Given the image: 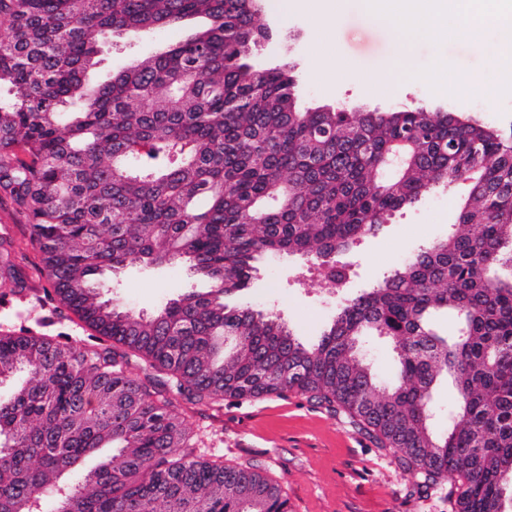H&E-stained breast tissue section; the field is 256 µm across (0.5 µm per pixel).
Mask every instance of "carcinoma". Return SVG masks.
Returning a JSON list of instances; mask_svg holds the SVG:
<instances>
[{
  "label": "carcinoma",
  "mask_w": 512,
  "mask_h": 512,
  "mask_svg": "<svg viewBox=\"0 0 512 512\" xmlns=\"http://www.w3.org/2000/svg\"><path fill=\"white\" fill-rule=\"evenodd\" d=\"M261 2L0 0V193L29 221L44 301L92 331H0V383L28 374L0 399V512H290L259 465L194 455L181 412L287 393L390 450L409 498L512 512V139L423 102L301 109L294 68L256 59ZM186 20V40L89 82L104 35ZM457 184L447 233L344 297L316 342L234 303L261 255L333 267ZM23 250L0 238V305L30 291ZM138 264H186L209 288L150 314L102 298ZM370 335L398 358L390 384L359 356Z\"/></svg>",
  "instance_id": "obj_1"
}]
</instances>
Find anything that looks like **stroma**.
I'll use <instances>...</instances> for the list:
<instances>
[{
    "instance_id": "stroma-1",
    "label": "stroma",
    "mask_w": 512,
    "mask_h": 512,
    "mask_svg": "<svg viewBox=\"0 0 512 512\" xmlns=\"http://www.w3.org/2000/svg\"><path fill=\"white\" fill-rule=\"evenodd\" d=\"M258 22L273 33L260 50L261 61L268 66L294 65L303 108L366 112L411 101H442L512 134V84H502L489 63L496 44L494 30L482 32L479 52L444 39L422 41L410 76L396 71L399 44L387 25L366 20L362 0H348L323 37L309 29L303 14H282L280 0H266ZM192 29L185 23L135 40L106 39L94 80L109 79L166 42L188 38ZM441 70L485 79L495 85V93L449 95L435 78ZM459 200L456 193L432 192L417 208L395 216L380 235L344 256L345 292L370 287L387 268L443 236L455 220ZM316 272V267L294 257L264 256L246 300L253 309L280 316L303 341H315L334 315L337 301ZM198 285L184 266L135 267L118 274L116 291L125 308L150 313L182 289ZM1 325L83 336L82 329L33 300L0 308ZM185 419L197 442L196 455L220 456L228 463L262 461L287 494L291 512H450L442 493L417 503L409 500L410 477L397 469L389 453L377 449L343 417L301 396L227 402L220 408L186 412Z\"/></svg>"
}]
</instances>
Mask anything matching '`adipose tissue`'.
Listing matches in <instances>:
<instances>
[{
  "instance_id": "obj_1",
  "label": "adipose tissue",
  "mask_w": 512,
  "mask_h": 512,
  "mask_svg": "<svg viewBox=\"0 0 512 512\" xmlns=\"http://www.w3.org/2000/svg\"><path fill=\"white\" fill-rule=\"evenodd\" d=\"M366 17L390 24L399 37L397 65L411 72L416 45L448 37L480 48L484 29L497 35L492 62L512 61V0H363Z\"/></svg>"
}]
</instances>
